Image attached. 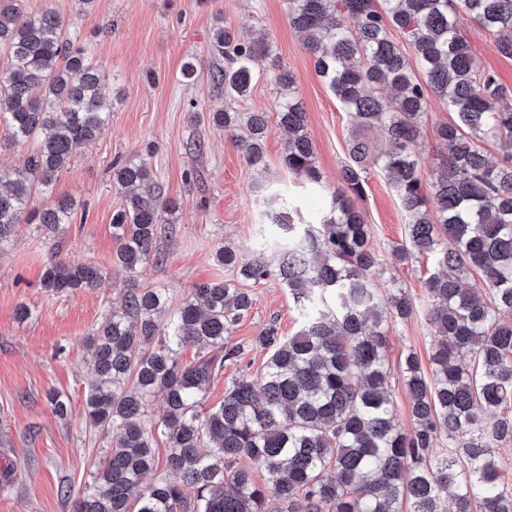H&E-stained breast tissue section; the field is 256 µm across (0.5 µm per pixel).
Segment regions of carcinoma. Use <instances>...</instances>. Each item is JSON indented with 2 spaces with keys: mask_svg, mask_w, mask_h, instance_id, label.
Listing matches in <instances>:
<instances>
[{
  "mask_svg": "<svg viewBox=\"0 0 512 512\" xmlns=\"http://www.w3.org/2000/svg\"><path fill=\"white\" fill-rule=\"evenodd\" d=\"M285 2L289 24L354 125L385 135L374 164L409 218L408 239L393 249V260H434L425 280L434 336L429 369L410 352L400 371L412 428L396 420L386 328L410 318L415 304L396 284L385 295L374 287L378 258L356 204L365 191L368 141H353L327 215L298 224L288 198L266 197L262 215L278 229L281 246L276 268L220 246L217 262L235 279L194 286L173 312L167 290L142 288L137 276L161 260L162 215L176 204L155 193L147 162H116L113 185L139 188L112 215L114 263L128 291L89 338L94 378L84 404L89 423L111 435L110 449L74 497L73 512H512L499 448L512 439V108L503 105L508 89L456 26L458 15L468 16L512 57V0ZM391 27L406 45L391 39ZM0 46L8 54L0 124L12 142L33 147L25 176L0 170V240L22 223L56 234L70 223L73 203L60 199L39 211L29 201L52 191L108 125V75L65 36L57 14L30 15L14 0L0 4ZM210 55L224 59L212 82L235 100L250 92L254 59L272 57L274 49L264 37L240 44L220 28ZM273 79L281 90L275 121L288 132L281 166L318 186L293 79L278 68ZM430 93L452 119L437 127L445 152L438 177L426 183L418 140ZM211 121L234 133L251 167L266 169L268 113L226 109ZM491 142L507 148L497 162L485 152ZM474 275L479 289L466 284ZM271 276L288 288L301 328L288 337L265 328L257 339L268 351L260 380L233 379L224 400L201 413L215 372L245 351L232 336L252 306L239 283ZM102 278L91 263L55 256L43 285L70 294L96 288ZM189 341L205 354L186 363L181 349ZM159 391L169 448L164 469L175 480L147 484L154 438L141 417ZM441 436L448 448L430 453ZM245 459L261 477L241 465Z\"/></svg>",
  "mask_w": 512,
  "mask_h": 512,
  "instance_id": "1",
  "label": "carcinoma"
}]
</instances>
